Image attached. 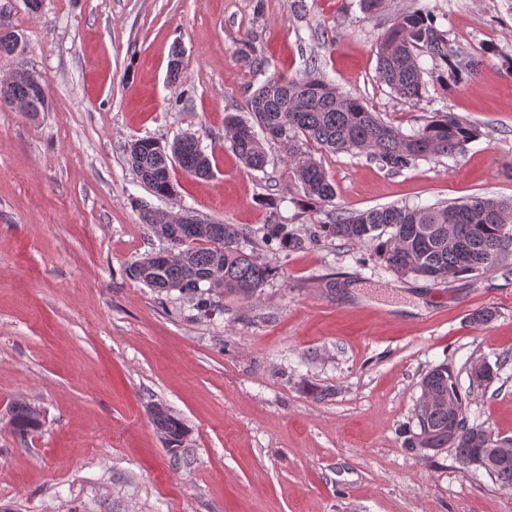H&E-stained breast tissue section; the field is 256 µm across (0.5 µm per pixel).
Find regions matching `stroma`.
I'll return each instance as SVG.
<instances>
[{"mask_svg": "<svg viewBox=\"0 0 512 512\" xmlns=\"http://www.w3.org/2000/svg\"><path fill=\"white\" fill-rule=\"evenodd\" d=\"M433 12L479 73L448 86L422 57L427 91L400 99L378 78L392 25L360 0H0V59L46 87L49 109L0 107V505L15 512H512V488L452 451L405 448L420 382L448 364L471 422L512 440V264L479 278L399 279L366 246H266L262 225L299 235L337 212L512 199V0H401ZM182 53L179 80L168 77ZM404 133L439 112L477 125L456 157L390 173L363 154L315 151L334 206L306 208L279 143L264 170L225 139L227 115L271 74L309 67ZM192 134L212 162L173 169L155 197L125 145ZM273 195L276 206L264 205ZM249 229L277 267L259 297L160 291L130 265L162 249L140 204ZM336 289H329V282ZM494 310L485 324L478 309ZM498 368L470 390L476 362ZM23 400L43 426L18 438ZM169 407L190 436L173 460L147 412Z\"/></svg>", "mask_w": 512, "mask_h": 512, "instance_id": "1", "label": "stroma"}]
</instances>
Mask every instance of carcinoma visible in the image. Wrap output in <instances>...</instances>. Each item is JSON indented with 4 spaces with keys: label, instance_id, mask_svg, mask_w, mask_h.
Segmentation results:
<instances>
[{
    "label": "carcinoma",
    "instance_id": "carcinoma-1",
    "mask_svg": "<svg viewBox=\"0 0 512 512\" xmlns=\"http://www.w3.org/2000/svg\"><path fill=\"white\" fill-rule=\"evenodd\" d=\"M361 7L372 15L395 10L394 23L382 37L377 57L380 81L398 97L411 102L423 97L422 53L445 66L443 81L457 82L477 74V63L448 47L447 34L436 26L430 12L399 8L397 0H361ZM36 83L34 75L21 72L9 94L0 93V106L21 99L28 112L47 110L46 92L38 91ZM247 110L249 121L236 115L225 120L231 149L247 167L261 170L268 163L264 141H278L293 165L302 202L315 209L333 204L336 189L312 157L311 144L333 153H367L382 168L400 172L432 156L453 157L480 135L476 126L446 112L405 134L313 71L296 80L268 76L248 99ZM173 150L186 173L197 178L210 175L211 169L201 165L202 149L193 136L178 137L168 147L149 137L138 138L126 148L131 167L156 197L175 192L169 159ZM141 220L170 251L168 257L150 252L130 267L131 276L151 288L195 292L206 284L219 294L249 299L274 275L271 265L244 250L242 241L251 231L237 224H211L197 218L177 224L169 212L147 206L141 209ZM260 232L263 242L287 252L322 239L368 246L380 265L399 278L419 273L423 279L442 282L476 277L512 256V201L474 196L445 205H389L340 214L313 225L304 238L275 222ZM420 386L414 413L417 431L409 434L406 447L451 448L461 462L494 447L481 425L469 422L448 365L427 371ZM9 412L10 425L19 436L41 426L40 414L25 401L14 402ZM148 413L167 450L177 454L187 441L184 422L160 403L150 404ZM486 475L511 487L512 458L495 462Z\"/></svg>",
    "mask_w": 512,
    "mask_h": 512
}]
</instances>
